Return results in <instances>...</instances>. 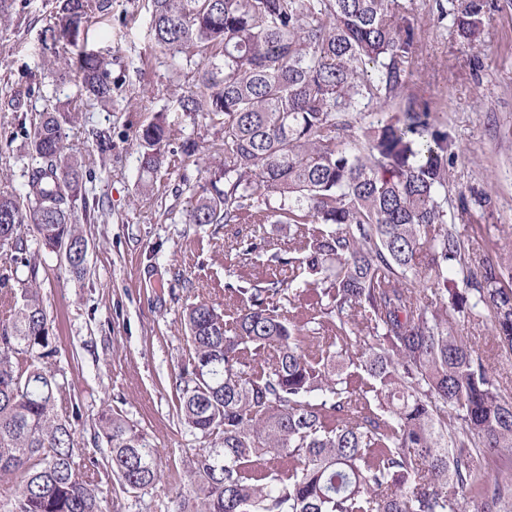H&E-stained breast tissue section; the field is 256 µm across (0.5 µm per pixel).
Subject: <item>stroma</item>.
<instances>
[{"mask_svg": "<svg viewBox=\"0 0 512 512\" xmlns=\"http://www.w3.org/2000/svg\"><path fill=\"white\" fill-rule=\"evenodd\" d=\"M416 21L418 50L409 90L443 108L461 151L450 167V195L475 190L492 200L456 217L458 231L474 253L512 255V0H489L478 52L461 42L450 21L436 22L434 0H404ZM8 24L0 25V188L23 195L29 154L25 127L39 119L45 98L56 95L83 119L69 128L66 144L84 162L89 196L104 200L103 212L83 225L89 241L83 275L69 272L64 258L29 238L27 257L39 267L41 295L53 322V368L83 418L79 442L89 441L95 417L110 404L147 435L162 459H185L199 442L176 416L175 380L186 355L182 311L198 299L224 306L226 284L281 275V267L238 257L226 250L233 234L265 239L284 253L290 236L283 224H220L185 221L184 182L208 173L183 160L179 139H194L202 154L221 157L220 126L193 121L181 112L180 84L191 83L195 65L171 58L155 46L148 0H112V12L90 22L87 46L112 59L111 110L86 108L69 80L53 81L40 65L42 31L53 22L56 0H17ZM20 96L19 109L8 102ZM164 114L177 137L168 164L144 179L134 135ZM112 131V159L101 162L91 132ZM150 181L142 190V181ZM462 339L488 356L503 376L502 393L512 399V355L501 354L491 320L462 321Z\"/></svg>", "mask_w": 512, "mask_h": 512, "instance_id": "35a3bbf8", "label": "stroma"}]
</instances>
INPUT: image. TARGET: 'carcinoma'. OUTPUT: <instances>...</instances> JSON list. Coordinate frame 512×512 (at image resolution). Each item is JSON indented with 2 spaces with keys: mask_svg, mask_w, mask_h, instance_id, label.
<instances>
[{
  "mask_svg": "<svg viewBox=\"0 0 512 512\" xmlns=\"http://www.w3.org/2000/svg\"><path fill=\"white\" fill-rule=\"evenodd\" d=\"M474 47L486 0H435ZM112 0H59L42 32L43 70L71 76L77 95L112 104V59L87 48L91 19ZM154 43L199 55L178 102L221 126L224 158L209 181L186 184L188 224H286V280L227 285L224 312L183 311L186 356L175 384L178 419L205 443L183 462L187 490L159 512H508L512 484L484 476L489 457L512 460V400L489 360L456 331L487 310L512 355V262L470 253L448 208L491 199L461 192L448 205L460 143L426 102L404 94L415 18L400 0H151ZM369 118L363 134L355 116ZM56 105L25 131L27 208L0 191V282L18 265L27 285L7 291L0 320V501L6 512H112L103 486L137 497L165 466L145 434L106 406L92 444L79 447L78 403L50 359L56 336L43 306L27 227L84 273L80 221L99 201L83 192ZM164 115L136 131L140 169L167 160ZM92 147L112 153L109 129ZM250 256L266 246L235 239ZM429 289L440 302L426 304ZM327 329L321 341L319 330Z\"/></svg>",
  "mask_w": 512,
  "mask_h": 512,
  "instance_id": "1",
  "label": "carcinoma"
}]
</instances>
